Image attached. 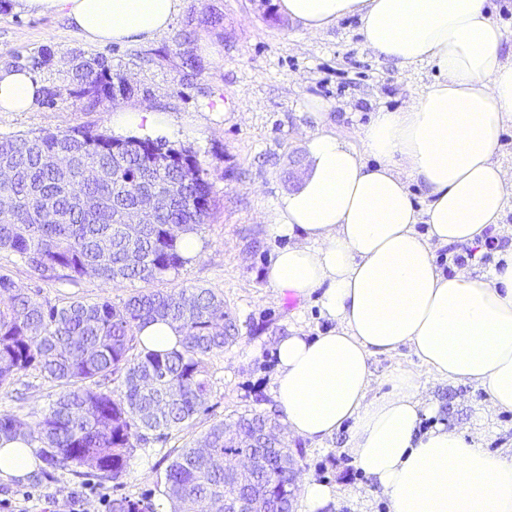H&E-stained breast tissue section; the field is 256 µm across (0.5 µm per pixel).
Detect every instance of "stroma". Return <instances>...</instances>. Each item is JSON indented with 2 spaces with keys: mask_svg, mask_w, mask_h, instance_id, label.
<instances>
[{
  "mask_svg": "<svg viewBox=\"0 0 512 512\" xmlns=\"http://www.w3.org/2000/svg\"><path fill=\"white\" fill-rule=\"evenodd\" d=\"M106 56L124 72L133 94L87 109L75 97L69 61L76 53ZM50 62H43V54ZM195 57V69L184 66ZM0 66L32 70L45 91L28 112H0V137L35 135L78 126L111 132L115 111L145 108L167 118L158 134L175 146L191 148L214 186V206L197 237L200 254L178 274L161 282L164 290L202 287L221 295L240 329L238 340L207 361L212 388L205 411L192 425L166 440L148 438L132 452L117 481L100 480L87 467L67 470L40 463L25 478L0 481V512H111L99 495L126 496L169 512L171 501L161 477L178 450L216 423H233L245 411L271 412L278 340L289 329L317 335L327 325L316 295L304 298L274 292L267 270L283 238L267 226L278 198L299 186L306 173L303 136L313 121L311 101L325 102L337 135L360 147V130L373 112L401 109L414 101L437 75L420 64L403 69L376 58L364 44L358 18L348 17L313 35L281 14L275 0H183L169 32L133 44L92 45L61 15L38 16L0 0ZM223 111H206L213 98ZM0 273L18 287L39 290L40 301L59 304L78 297L118 304L138 281L103 283L86 277L78 284L38 279L9 251H0ZM401 368L419 373L437 405L423 429L448 428L480 434L491 452L512 450V412L491 409L485 392L423 374L409 349L373 361L376 376ZM59 389L31 369L0 388V413H13L36 425ZM346 434L320 443L288 440L299 464V478L335 487L336 503L326 512H388L376 485L355 465Z\"/></svg>",
  "mask_w": 512,
  "mask_h": 512,
  "instance_id": "stroma-1",
  "label": "stroma"
}]
</instances>
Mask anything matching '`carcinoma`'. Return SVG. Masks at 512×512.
Instances as JSON below:
<instances>
[{
	"instance_id": "obj_1",
	"label": "carcinoma",
	"mask_w": 512,
	"mask_h": 512,
	"mask_svg": "<svg viewBox=\"0 0 512 512\" xmlns=\"http://www.w3.org/2000/svg\"><path fill=\"white\" fill-rule=\"evenodd\" d=\"M74 94L94 109L116 100L125 76L107 58L73 57ZM160 189L148 224L124 223L142 184L141 152L112 155V135L86 128L0 137V199L12 202L0 218V250L17 255L41 278L76 282L94 277L105 283H151L178 273L187 262L179 247L210 218L213 184L196 155L153 139ZM187 164L167 162L173 152ZM71 163L61 181L55 160ZM39 291L17 287L0 274V388L31 368L61 388L35 427L10 413L0 414V437L17 434L40 444L48 464L90 466L104 480H117L143 432L164 436L194 421L211 391L207 359L238 339L236 320L224 298L209 288L142 290L124 302L72 298L48 305ZM170 321L181 339L167 351L141 345L139 331L153 321ZM120 382L121 397L103 388ZM280 414L244 413L234 425H212L201 444L185 445L166 468L164 483L172 512H224V502H257L259 512H291L296 486L288 474L298 462L284 439L263 440L267 429L284 433ZM250 453V471L224 470L216 460ZM112 512H155L148 501L121 497Z\"/></svg>"
}]
</instances>
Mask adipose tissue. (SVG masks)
I'll use <instances>...</instances> for the list:
<instances>
[{
    "mask_svg": "<svg viewBox=\"0 0 512 512\" xmlns=\"http://www.w3.org/2000/svg\"><path fill=\"white\" fill-rule=\"evenodd\" d=\"M17 9L65 16L91 43L164 35L182 0H15ZM487 0H279V10L318 34L358 17L366 47L403 68L433 66L437 78L400 110L362 127L361 149L336 136L325 103L309 111L301 186L278 200L268 226L276 249L267 280L277 293L317 294L330 326L290 329L276 345L275 392L289 431L313 442L349 434L356 467L389 512H512V453L445 425L418 376L378 380L379 355L409 347L427 373L473 384L497 411L512 412V249L477 276L443 273L435 249L473 247L512 205V171L499 139L512 124V62ZM42 85L25 69L0 67V112H26ZM427 203L417 209L408 184ZM387 390L372 396L377 383ZM39 458L28 438L0 439V478L22 479Z\"/></svg>",
    "mask_w": 512,
    "mask_h": 512,
    "instance_id": "obj_1",
    "label": "adipose tissue"
}]
</instances>
